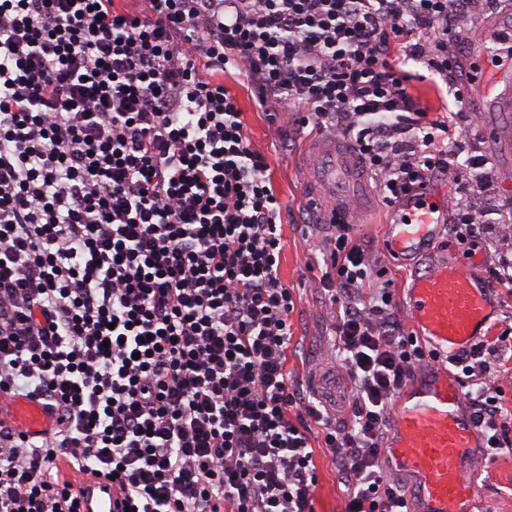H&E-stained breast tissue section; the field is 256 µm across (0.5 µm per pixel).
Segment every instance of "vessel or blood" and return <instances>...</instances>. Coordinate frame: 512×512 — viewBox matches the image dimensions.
<instances>
[{
  "label": "vessel or blood",
  "mask_w": 512,
  "mask_h": 512,
  "mask_svg": "<svg viewBox=\"0 0 512 512\" xmlns=\"http://www.w3.org/2000/svg\"><path fill=\"white\" fill-rule=\"evenodd\" d=\"M484 58L485 42L480 39L473 43L465 69L469 97L485 112L512 110V70L489 71ZM306 171L312 197L331 202L342 209V222L354 223L355 202L366 188V177L353 149L335 137L315 142ZM405 210L406 218L387 225L383 245L404 261L432 257L428 270L413 276L402 306L414 336L436 359L420 369L397 397L385 443L387 463L409 478L415 512H474L480 488L471 471L480 438L441 359L488 335L493 301L478 275L463 271L447 254L433 253L436 229L446 215L433 196L423 195L421 203L406 204ZM0 412L27 437L52 426L44 405L35 398L2 394ZM77 494L81 512H117V493L106 478L82 475Z\"/></svg>",
  "instance_id": "1"
}]
</instances>
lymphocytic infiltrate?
<instances>
[{"instance_id":"f902f5d3","label":"lymphocytic infiltrate","mask_w":512,"mask_h":512,"mask_svg":"<svg viewBox=\"0 0 512 512\" xmlns=\"http://www.w3.org/2000/svg\"><path fill=\"white\" fill-rule=\"evenodd\" d=\"M453 0H0V393L53 425L0 420V512H79L61 466L134 512H312L301 406L342 475V512H411L387 479L389 406L425 353L373 283L350 224L320 283L352 380L336 424L286 370L294 301L281 204L225 75L260 106L346 135L396 206L447 175L465 110L429 118L409 63L447 78ZM498 344L449 356L480 384L484 447L512 446ZM0 412L5 413L17 433L32 437L47 431L52 421L38 398H18L0 395Z\"/></svg>"}]
</instances>
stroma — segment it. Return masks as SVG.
Returning <instances> with one entry per match:
<instances>
[{"instance_id":"obj_1","label":"stroma","mask_w":512,"mask_h":512,"mask_svg":"<svg viewBox=\"0 0 512 512\" xmlns=\"http://www.w3.org/2000/svg\"><path fill=\"white\" fill-rule=\"evenodd\" d=\"M511 9L512 0H499L495 9L488 10L479 4L464 16L457 29V59H464L475 37L496 22L499 14ZM224 84L237 98L251 145L266 157L273 189L282 205L285 247L279 273L291 289L295 302L290 316L288 375L337 419H345L351 400V383L335 347L331 305L319 283L325 268L319 242L325 233L308 227L305 215L308 193L304 187L303 162L309 145L318 135L301 126L300 115L296 112H285L278 120H271L244 77L225 78ZM466 107L468 120L462 127L460 140L475 142L474 153L485 159L484 172L489 178L486 190L469 196L467 204L477 213L491 215L512 204V185L504 183V175L512 167V152L505 151L490 133L491 126L497 122L496 115L476 111L471 101ZM368 193L370 207L361 215L356 234L369 242L376 270L384 271L385 281L398 290L410 281L414 269L382 247L386 226L394 220L397 210L385 204L376 185H369ZM434 248L448 253L483 278L497 263L512 261V243L505 241L498 229L465 241L443 234ZM307 428L317 475L313 512H341L343 485L336 464L324 445L320 426L311 421ZM475 471L482 490L475 512H512V449L476 462Z\"/></svg>"}]
</instances>
